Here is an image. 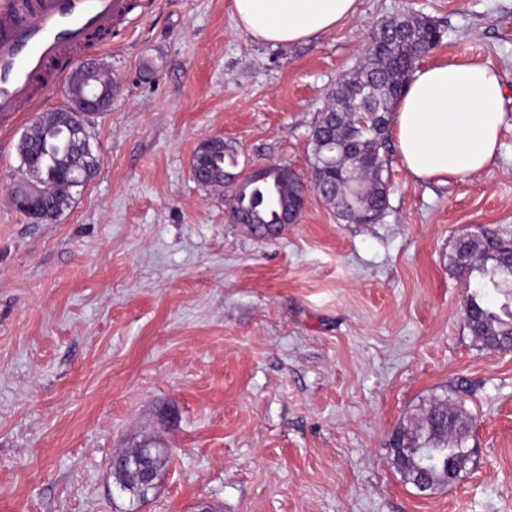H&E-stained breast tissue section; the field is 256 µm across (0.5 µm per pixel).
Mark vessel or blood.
I'll list each match as a JSON object with an SVG mask.
<instances>
[{"instance_id":"vessel-or-blood-1","label":"vessel or blood","mask_w":512,"mask_h":512,"mask_svg":"<svg viewBox=\"0 0 512 512\" xmlns=\"http://www.w3.org/2000/svg\"><path fill=\"white\" fill-rule=\"evenodd\" d=\"M130 10V0H0V115L36 108L35 88L49 66L59 79H75L84 62L75 48L99 51L95 34Z\"/></svg>"}]
</instances>
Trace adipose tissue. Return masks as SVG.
<instances>
[{"mask_svg":"<svg viewBox=\"0 0 512 512\" xmlns=\"http://www.w3.org/2000/svg\"><path fill=\"white\" fill-rule=\"evenodd\" d=\"M357 0H233L239 29L277 44L336 29ZM506 123L499 73L490 65L443 60L415 69L393 111V137L411 176L445 183L484 170Z\"/></svg>","mask_w":512,"mask_h":512,"instance_id":"adipose-tissue-1","label":"adipose tissue"}]
</instances>
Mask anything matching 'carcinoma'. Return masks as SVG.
Wrapping results in <instances>:
<instances>
[{
	"mask_svg": "<svg viewBox=\"0 0 512 512\" xmlns=\"http://www.w3.org/2000/svg\"><path fill=\"white\" fill-rule=\"evenodd\" d=\"M444 38V29L425 17L402 16L379 26L360 64L338 82L332 102L324 108L310 136L314 186L337 215L354 224H372L383 213L388 194L389 127L395 103L403 94L416 60L433 50ZM110 93L112 86L100 80V72L86 68L67 86V93L83 94L89 83ZM33 167L21 169V179L42 189L33 210H21L39 223L56 220L70 206L72 189L94 174L97 158H83L85 175L68 168L76 155L73 133L61 121L59 111L36 117L19 143ZM237 152L222 140L200 145L193 167L233 172ZM301 180L288 166L269 167L241 181L238 210L255 224L281 222L282 215L300 212ZM493 262L486 268L487 262ZM457 269L482 270L485 281L465 301L466 325L472 335L490 348L512 346V250L487 236H462L454 254ZM392 439L406 449L399 472L405 482L425 462V481L435 490L448 484L446 477L471 462L470 427L449 399L436 397L421 409L412 428L393 431ZM165 449L146 443L135 449L138 470L161 471ZM120 490H129L141 501L153 487L138 481L121 468L112 469Z\"/></svg>",
	"mask_w": 512,
	"mask_h": 512,
	"instance_id": "1",
	"label": "carcinoma"
}]
</instances>
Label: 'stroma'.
<instances>
[{
    "instance_id": "35a3bbf8",
    "label": "stroma",
    "mask_w": 512,
    "mask_h": 512,
    "mask_svg": "<svg viewBox=\"0 0 512 512\" xmlns=\"http://www.w3.org/2000/svg\"><path fill=\"white\" fill-rule=\"evenodd\" d=\"M402 15L446 31L423 64L499 71L492 164L419 182L392 149L376 223L315 195L274 236L236 223L230 187L195 181L197 146L311 182L320 111ZM97 59L114 87L98 167L57 220L12 205L35 115L0 117V512H512V351L471 335L482 274L451 262L464 234L512 243V0H357L335 30L276 46L237 29L233 0H145ZM443 395L475 453L423 496L389 438ZM146 442L167 458L140 503L108 463Z\"/></svg>"
}]
</instances>
